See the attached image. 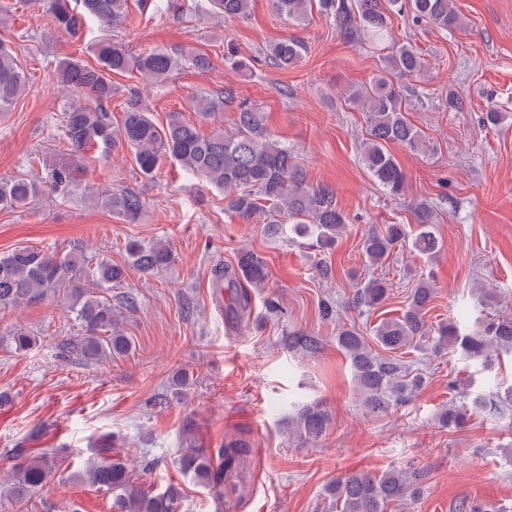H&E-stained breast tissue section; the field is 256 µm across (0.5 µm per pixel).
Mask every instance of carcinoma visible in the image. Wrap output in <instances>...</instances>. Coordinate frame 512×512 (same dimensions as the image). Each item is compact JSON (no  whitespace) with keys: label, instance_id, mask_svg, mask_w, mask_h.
<instances>
[{"label":"carcinoma","instance_id":"obj_1","mask_svg":"<svg viewBox=\"0 0 512 512\" xmlns=\"http://www.w3.org/2000/svg\"><path fill=\"white\" fill-rule=\"evenodd\" d=\"M277 13L287 21H303L317 7L331 18L336 34L345 43H364L385 52L380 73L367 83L349 86L343 93L345 104L363 113L366 137L360 159L375 181L390 195L404 191L407 175L389 151L400 145L413 153L431 151L430 142L406 118V104L396 78L418 77L425 68L421 52L411 44L392 42L381 0H272ZM391 9H409L416 22L425 20L438 28L458 26L461 16L454 0H387ZM47 13L56 30L72 37L81 35L87 21L102 28L124 24L128 0H45ZM212 13L224 20L250 14L252 0H210ZM303 44L284 39L270 46L267 59L279 69L296 65ZM98 66L67 60L55 70L53 79L68 88L72 100L62 112V128L71 147L70 157L52 163L46 185L22 176L0 178V209H20L49 193L66 197L77 187L76 173L83 165V153L96 150L107 159L115 147H125L133 155L138 172L151 179L159 162L167 157L186 172L224 191V210L244 223L266 225L276 234L287 231L312 239V247L331 251L342 237L346 216L334 201L328 186H311L294 150L275 139L267 129L261 108L235 102L233 90L217 96L200 95L192 99V110L200 121L212 123L224 107L237 103L233 129L220 125L203 135L197 126L172 112L162 126L150 117L141 91L127 90L120 125H112L109 105L115 88L112 76L137 71L148 84H162L185 57L198 69L209 67V59L199 53L174 55L162 50L133 55L127 47L110 39L95 44ZM27 77L17 57L0 42V112L10 110L25 91ZM87 199L130 223L140 217L142 197L131 190L108 192ZM414 226L384 224L372 226L363 238L362 251L369 266L382 267L396 249L406 245L428 258H436L443 245L433 231L434 210L420 203L413 209ZM132 264L150 274L169 265L173 256L162 243H125ZM125 269L96 254L70 252L61 257L32 248L14 249L0 255V309L46 299L62 302L76 315L82 335L69 336L58 345L61 361L78 358L98 363L123 357L132 342L113 324L112 288L124 281ZM213 277L225 283L231 295L227 310L237 317L251 305V288H264L269 280L266 261L252 250L237 253L236 265L216 266ZM391 284L383 275H374L355 290L356 308L375 309L385 303ZM435 294L430 279L422 278L412 288L398 315L382 319L361 333L354 324L342 325L336 344L350 364L353 382L361 405L372 417L391 414L398 406L419 393L426 379L413 368L405 355L413 351L440 354L459 347L466 357L483 364L494 349L512 348V318L485 315L474 326L463 327L455 320L433 327L425 315ZM36 338L22 328L14 330L12 344L18 353L35 344ZM193 374L175 373L169 384L173 396L190 389ZM491 405L497 413L512 411V388L491 403L481 398L468 402L451 398L436 415L443 430L462 427L468 416ZM288 421L289 434L299 444L315 441L331 422L329 412L318 403L294 406ZM184 448L179 458L181 469L194 475L216 500L224 498V467H230L248 453L241 439L224 442L211 453L197 445L194 425L183 429ZM18 463L7 478L5 492L16 503L28 500L35 490L50 484L56 475V462L49 453L25 456L17 450ZM89 481L112 496L114 512H177L179 493L169 486L161 493L142 489L123 457L91 461L85 471ZM429 472L424 466L394 467L381 474L366 471L347 473L325 487V496L336 512H393L410 509L427 491Z\"/></svg>","mask_w":512,"mask_h":512}]
</instances>
